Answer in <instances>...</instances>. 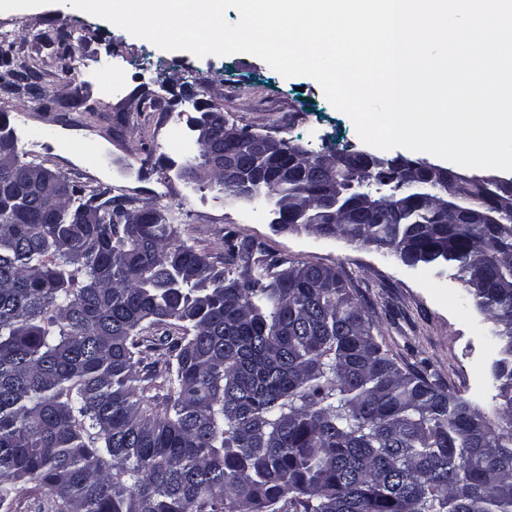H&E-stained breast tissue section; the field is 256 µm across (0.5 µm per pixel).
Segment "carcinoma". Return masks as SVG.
<instances>
[{"label":"carcinoma","instance_id":"carcinoma-1","mask_svg":"<svg viewBox=\"0 0 512 512\" xmlns=\"http://www.w3.org/2000/svg\"><path fill=\"white\" fill-rule=\"evenodd\" d=\"M0 46V87L40 74ZM263 166L288 225L347 237L402 264L450 266L492 324L490 414L402 370L336 269L184 243L155 210L88 190L8 147L0 165V504L38 482L55 512H512V192L359 156L320 171L285 139ZM35 170L42 181L16 178ZM393 208L326 223L314 206ZM83 211L94 224H78ZM164 370L140 378L152 336ZM166 389L162 396L148 395Z\"/></svg>","mask_w":512,"mask_h":512}]
</instances>
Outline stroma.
Wrapping results in <instances>:
<instances>
[{
	"mask_svg": "<svg viewBox=\"0 0 512 512\" xmlns=\"http://www.w3.org/2000/svg\"><path fill=\"white\" fill-rule=\"evenodd\" d=\"M0 43L34 59L44 74L37 98L0 91V118L19 143L42 130L36 162L76 183L89 170L102 187L121 181L139 207L160 212L181 240L215 259L223 258L224 232L231 229L261 253L336 268L401 368L426 370L432 381L480 407L493 404L497 353L486 340L490 324L473 304L462 303L460 281L343 237L274 230L273 202H229L184 176L199 155L187 120L210 104L221 105L239 130L291 139L316 152L363 149L353 121L332 107L315 80L283 77L248 54L199 58L162 50L67 8L64 0L20 14L0 12ZM66 55L90 64L63 66ZM155 79L180 113L181 149L167 143L161 113L137 109L144 85Z\"/></svg>",
	"mask_w": 512,
	"mask_h": 512,
	"instance_id": "obj_1",
	"label": "stroma"
}]
</instances>
